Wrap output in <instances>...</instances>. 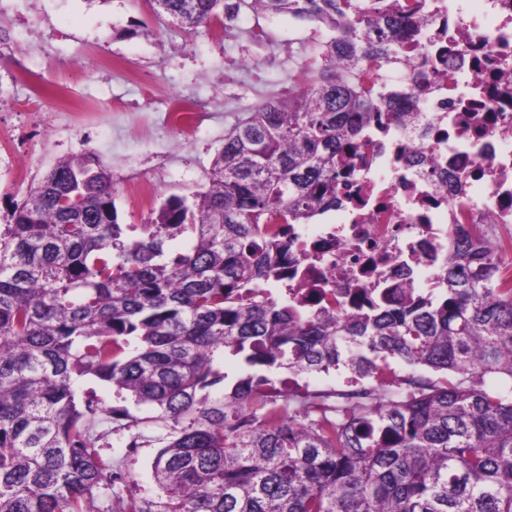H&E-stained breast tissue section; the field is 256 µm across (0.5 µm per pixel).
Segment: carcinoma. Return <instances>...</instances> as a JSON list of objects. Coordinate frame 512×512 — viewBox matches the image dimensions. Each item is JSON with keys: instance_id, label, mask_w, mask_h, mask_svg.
Segmentation results:
<instances>
[{"instance_id": "cac0c4a2", "label": "carcinoma", "mask_w": 512, "mask_h": 512, "mask_svg": "<svg viewBox=\"0 0 512 512\" xmlns=\"http://www.w3.org/2000/svg\"><path fill=\"white\" fill-rule=\"evenodd\" d=\"M196 32L245 4L332 36L300 87L225 135L203 190L121 224L88 152L57 161L0 230V512H512V261L459 233L429 289L351 315L273 287L288 241L336 206L367 126H402L382 74L425 0H150ZM189 240L171 251L167 242ZM248 371L231 385L226 355ZM409 365L405 385L291 395L279 372ZM89 377L147 408L104 406ZM154 441L156 496L114 491L105 433Z\"/></svg>"}]
</instances>
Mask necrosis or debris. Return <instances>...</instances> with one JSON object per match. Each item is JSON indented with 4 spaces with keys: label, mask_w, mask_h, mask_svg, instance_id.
I'll return each instance as SVG.
<instances>
[{
    "label": "necrosis or debris",
    "mask_w": 512,
    "mask_h": 512,
    "mask_svg": "<svg viewBox=\"0 0 512 512\" xmlns=\"http://www.w3.org/2000/svg\"><path fill=\"white\" fill-rule=\"evenodd\" d=\"M427 39L409 44L392 87L419 119L373 125V150L353 157L335 211L288 225V276L303 312L335 302L340 315L402 284L440 276L464 225L512 243V0H428ZM375 376L288 379L287 390L372 388Z\"/></svg>",
    "instance_id": "necrosis-or-debris-1"
}]
</instances>
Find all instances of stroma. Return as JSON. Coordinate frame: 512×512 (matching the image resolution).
<instances>
[{"instance_id":"1","label":"stroma","mask_w":512,"mask_h":512,"mask_svg":"<svg viewBox=\"0 0 512 512\" xmlns=\"http://www.w3.org/2000/svg\"><path fill=\"white\" fill-rule=\"evenodd\" d=\"M239 15L224 37L185 30L149 0H0V227L57 160L89 151L112 176L119 223L151 215L127 187L132 176L152 182L158 204L201 190L225 133L262 101L292 94L324 42L285 13L245 5ZM64 90L91 101L89 117L65 115ZM184 97L206 101V116L189 132H161L159 115ZM124 439L105 437L103 455L155 495L157 446L131 452Z\"/></svg>"}]
</instances>
